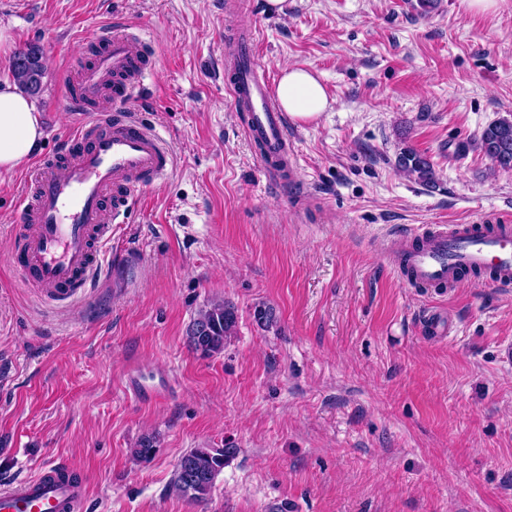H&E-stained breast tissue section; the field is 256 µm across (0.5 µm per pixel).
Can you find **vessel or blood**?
Returning a JSON list of instances; mask_svg holds the SVG:
<instances>
[{"label":"vessel or blood","instance_id":"b4317fda","mask_svg":"<svg viewBox=\"0 0 512 512\" xmlns=\"http://www.w3.org/2000/svg\"><path fill=\"white\" fill-rule=\"evenodd\" d=\"M98 52L67 92L65 107L75 114L97 105L62 147L38 160L25 183L16 235L15 264L24 279L37 284L56 304L69 303L89 287L101 269L112 226L126 215L136 187L168 175L174 156L159 135L134 118L130 104L145 90L150 67L143 40L130 33L97 30L86 38ZM256 35L243 32L224 64L226 88L236 111L246 112L244 131L272 148L288 146V127L270 80L257 73ZM398 261L410 282L428 288L457 283L468 269H489L497 286L512 287V225L475 231H410L397 235ZM127 390L138 402H156L168 393V377L133 368ZM89 479L64 461L38 468L26 479L0 489V512H84Z\"/></svg>","mask_w":512,"mask_h":512}]
</instances>
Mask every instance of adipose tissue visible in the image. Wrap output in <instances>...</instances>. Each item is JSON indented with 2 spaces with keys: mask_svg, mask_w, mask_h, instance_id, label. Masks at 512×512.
Masks as SVG:
<instances>
[{
  "mask_svg": "<svg viewBox=\"0 0 512 512\" xmlns=\"http://www.w3.org/2000/svg\"><path fill=\"white\" fill-rule=\"evenodd\" d=\"M281 108L299 121L314 119L329 101L317 76L308 68H283L276 87ZM43 137L39 115L29 98L10 81H0V173L24 165Z\"/></svg>",
  "mask_w": 512,
  "mask_h": 512,
  "instance_id": "adipose-tissue-1",
  "label": "adipose tissue"
}]
</instances>
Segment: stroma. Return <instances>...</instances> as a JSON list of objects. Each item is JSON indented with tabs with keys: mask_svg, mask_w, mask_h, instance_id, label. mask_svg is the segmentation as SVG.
I'll list each match as a JSON object with an SVG mask.
<instances>
[{
	"mask_svg": "<svg viewBox=\"0 0 512 512\" xmlns=\"http://www.w3.org/2000/svg\"><path fill=\"white\" fill-rule=\"evenodd\" d=\"M419 4L288 0L276 17L264 0H0L14 51L39 45L61 78L33 99L38 154L79 121L62 98L90 60L84 33L127 28L154 62L132 110L175 159L116 225L120 267L63 306L13 264L27 170L0 175V479L66 459L89 477V512H512V288H418L385 255L401 231L512 218V170L479 146L512 120V0ZM246 28L267 75L308 67L329 98L288 124V185L266 179L224 89ZM404 148L436 187L397 169ZM219 300L237 333L204 358L187 329ZM430 310L449 336H428ZM132 366L167 371L172 395L130 400ZM201 447L235 454L192 502L171 478Z\"/></svg>",
	"mask_w": 512,
	"mask_h": 512,
	"instance_id": "stroma-1",
	"label": "stroma"
}]
</instances>
